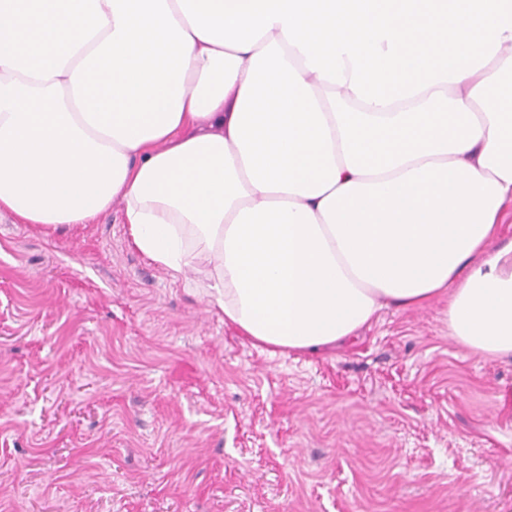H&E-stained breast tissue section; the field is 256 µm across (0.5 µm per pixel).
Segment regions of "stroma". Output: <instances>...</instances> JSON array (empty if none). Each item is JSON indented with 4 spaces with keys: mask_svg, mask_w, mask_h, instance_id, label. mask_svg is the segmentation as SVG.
Here are the masks:
<instances>
[{
    "mask_svg": "<svg viewBox=\"0 0 512 512\" xmlns=\"http://www.w3.org/2000/svg\"><path fill=\"white\" fill-rule=\"evenodd\" d=\"M120 208L0 218V512H512V356L389 307L316 354L225 326Z\"/></svg>",
    "mask_w": 512,
    "mask_h": 512,
    "instance_id": "stroma-1",
    "label": "stroma"
}]
</instances>
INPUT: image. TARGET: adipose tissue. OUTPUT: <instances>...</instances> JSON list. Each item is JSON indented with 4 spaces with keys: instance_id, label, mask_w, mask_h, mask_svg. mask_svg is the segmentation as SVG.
Masks as SVG:
<instances>
[{
    "instance_id": "obj_1",
    "label": "adipose tissue",
    "mask_w": 512,
    "mask_h": 512,
    "mask_svg": "<svg viewBox=\"0 0 512 512\" xmlns=\"http://www.w3.org/2000/svg\"><path fill=\"white\" fill-rule=\"evenodd\" d=\"M116 204L254 345L444 299L512 355V0H0V214Z\"/></svg>"
}]
</instances>
